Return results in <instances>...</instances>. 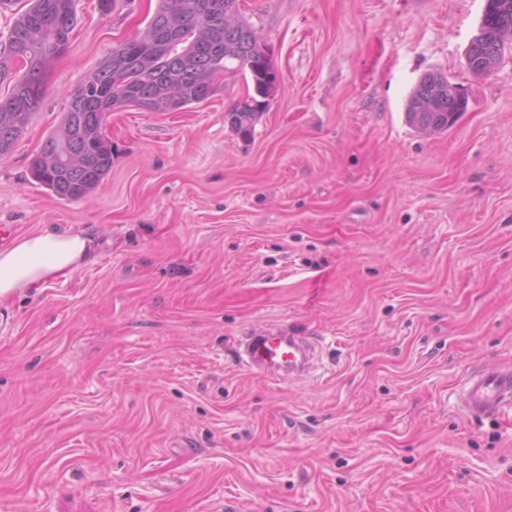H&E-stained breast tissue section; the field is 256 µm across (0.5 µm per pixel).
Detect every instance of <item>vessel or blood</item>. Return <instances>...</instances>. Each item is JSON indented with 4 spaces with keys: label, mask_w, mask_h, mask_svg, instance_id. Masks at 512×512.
Returning a JSON list of instances; mask_svg holds the SVG:
<instances>
[{
    "label": "vessel or blood",
    "mask_w": 512,
    "mask_h": 512,
    "mask_svg": "<svg viewBox=\"0 0 512 512\" xmlns=\"http://www.w3.org/2000/svg\"><path fill=\"white\" fill-rule=\"evenodd\" d=\"M240 365L275 380L309 376L318 357V339L284 328L252 330L239 341ZM512 407V370L490 369L468 377L459 396L461 412L481 418Z\"/></svg>",
    "instance_id": "b4317fda"
}]
</instances>
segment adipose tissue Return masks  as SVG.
I'll list each match as a JSON object with an SVG mask.
<instances>
[{
	"mask_svg": "<svg viewBox=\"0 0 512 512\" xmlns=\"http://www.w3.org/2000/svg\"><path fill=\"white\" fill-rule=\"evenodd\" d=\"M96 237L82 228L46 227L0 251V299L46 286L54 277L90 262Z\"/></svg>",
	"mask_w": 512,
	"mask_h": 512,
	"instance_id": "obj_1",
	"label": "adipose tissue"
}]
</instances>
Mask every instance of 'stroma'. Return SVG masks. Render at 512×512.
<instances>
[{
	"label": "stroma",
	"mask_w": 512,
	"mask_h": 512,
	"mask_svg": "<svg viewBox=\"0 0 512 512\" xmlns=\"http://www.w3.org/2000/svg\"><path fill=\"white\" fill-rule=\"evenodd\" d=\"M99 3L0 157L1 248L100 241L0 306V512H512V410L458 409L512 368V38L466 62L487 0H238L278 75L252 137L225 118L240 76L110 112V172L64 201L30 161L158 0ZM431 71L466 101L434 136L404 117ZM272 324L320 338L313 377L238 364ZM512 407V370L490 369L468 377L459 408L468 418H481Z\"/></svg>",
	"instance_id": "obj_1"
}]
</instances>
